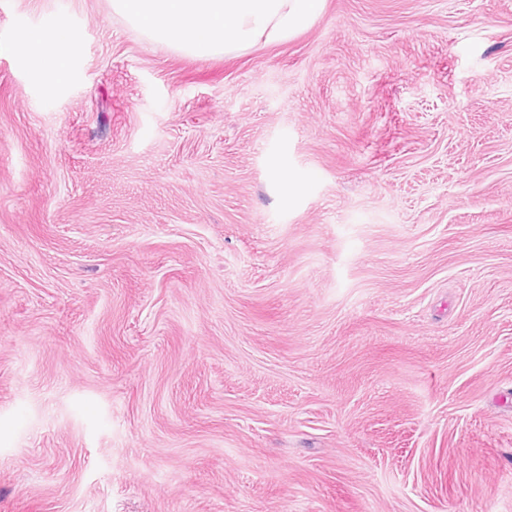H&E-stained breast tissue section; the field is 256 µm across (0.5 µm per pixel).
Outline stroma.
Segmentation results:
<instances>
[{
    "instance_id": "obj_1",
    "label": "stroma",
    "mask_w": 512,
    "mask_h": 512,
    "mask_svg": "<svg viewBox=\"0 0 512 512\" xmlns=\"http://www.w3.org/2000/svg\"><path fill=\"white\" fill-rule=\"evenodd\" d=\"M0 512H512V0H0ZM323 0H113L112 9L152 39L190 55H224L309 26ZM78 41L77 33L66 25H59L49 37L50 51L43 55L31 71L36 81H41L49 70L63 74L68 54Z\"/></svg>"
}]
</instances>
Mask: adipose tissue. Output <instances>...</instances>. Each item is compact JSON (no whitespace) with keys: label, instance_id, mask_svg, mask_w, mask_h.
I'll use <instances>...</instances> for the list:
<instances>
[{"label":"adipose tissue","instance_id":"obj_1","mask_svg":"<svg viewBox=\"0 0 512 512\" xmlns=\"http://www.w3.org/2000/svg\"><path fill=\"white\" fill-rule=\"evenodd\" d=\"M323 0H112V8L152 39L174 44L197 56L234 53L258 43L289 37L309 26ZM78 41L74 30L59 25L50 50L31 71L42 80L49 71L64 72Z\"/></svg>","mask_w":512,"mask_h":512}]
</instances>
